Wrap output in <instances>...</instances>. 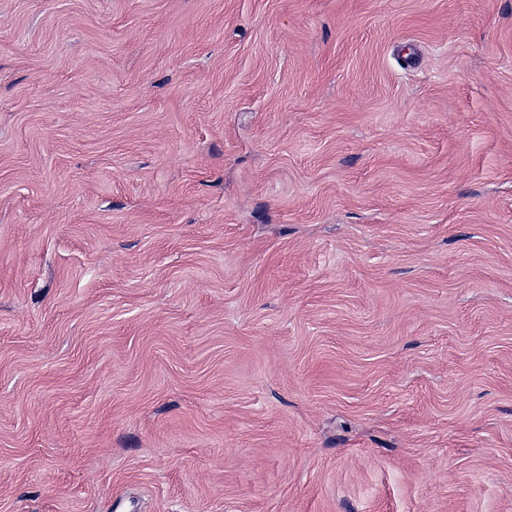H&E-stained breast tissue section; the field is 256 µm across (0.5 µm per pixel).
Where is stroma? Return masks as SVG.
Segmentation results:
<instances>
[{
	"label": "stroma",
	"mask_w": 512,
	"mask_h": 512,
	"mask_svg": "<svg viewBox=\"0 0 512 512\" xmlns=\"http://www.w3.org/2000/svg\"><path fill=\"white\" fill-rule=\"evenodd\" d=\"M512 512V0H0V512Z\"/></svg>",
	"instance_id": "1"
}]
</instances>
